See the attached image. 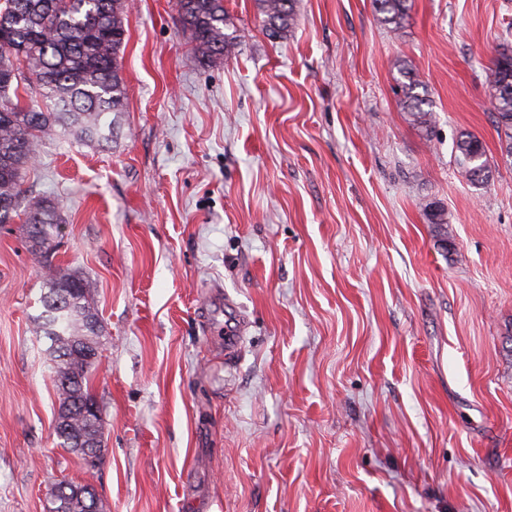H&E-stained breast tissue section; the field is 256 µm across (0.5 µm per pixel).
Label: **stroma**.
Wrapping results in <instances>:
<instances>
[{"label":"stroma","instance_id":"stroma-1","mask_svg":"<svg viewBox=\"0 0 512 512\" xmlns=\"http://www.w3.org/2000/svg\"><path fill=\"white\" fill-rule=\"evenodd\" d=\"M124 112L105 145L45 139L29 195L62 203L48 260L0 227V512L62 481L104 512H512V160L488 67L512 0H296L201 60L178 0H127ZM432 103L400 105L399 62ZM478 137L477 186L454 159ZM448 214L437 236L422 207ZM96 283V465L58 445L38 298ZM238 335L234 354L224 336ZM295 0H255L266 35L273 40L287 37L297 24ZM378 20L394 31H401L409 18L411 0H374ZM455 160L462 174L475 185H484L492 176L482 142L470 133L461 134L455 142Z\"/></svg>","mask_w":512,"mask_h":512}]
</instances>
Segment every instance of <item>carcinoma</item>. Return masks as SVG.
<instances>
[{
  "label": "carcinoma",
  "instance_id": "carcinoma-1",
  "mask_svg": "<svg viewBox=\"0 0 512 512\" xmlns=\"http://www.w3.org/2000/svg\"><path fill=\"white\" fill-rule=\"evenodd\" d=\"M182 27L195 52L215 62L229 55L242 35L224 0H178ZM266 35L287 37L297 24L295 0H255ZM378 20L395 31L405 27L411 0H374ZM125 0H0V224H21L30 252L46 259L61 235L59 203L25 198L23 185L36 165V143L45 136L112 140V115L125 107L122 51L127 31ZM404 111L431 123L421 81L399 65ZM492 117L502 154L512 159V50L498 53L490 68ZM455 160L475 185L492 176L482 142L470 133L455 142ZM429 223L448 236L441 206H425ZM94 281L69 267L54 271L41 294L35 332L51 341L54 382L59 392L55 433L59 446L87 463L97 461L102 420L83 412L94 399L100 320L92 304ZM49 512H103L85 485L54 487Z\"/></svg>",
  "mask_w": 512,
  "mask_h": 512
}]
</instances>
